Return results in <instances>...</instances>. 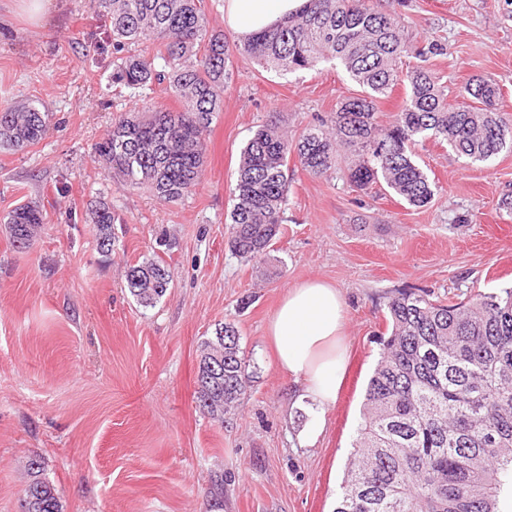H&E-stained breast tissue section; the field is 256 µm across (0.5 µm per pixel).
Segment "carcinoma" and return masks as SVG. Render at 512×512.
<instances>
[{
    "mask_svg": "<svg viewBox=\"0 0 512 512\" xmlns=\"http://www.w3.org/2000/svg\"><path fill=\"white\" fill-rule=\"evenodd\" d=\"M200 0H90L108 22L116 58L112 82L130 93L153 83L183 105L124 112L96 147L127 189H147L173 203L200 184L205 133L229 78L230 48L210 27ZM148 40L154 54L129 52ZM243 52L276 73L339 62L360 94L291 139L277 124L259 127L241 152L230 213L229 244L250 261L263 257L281 233L288 195V160L311 175L336 168L339 151L354 156L350 183H380L413 206L433 197L427 174L412 159L426 139L445 142L474 162L512 146V117L488 76L465 93L477 105L451 106L442 77L423 66L446 54L436 41L403 39L397 20L367 0H308L301 12L255 32ZM419 64L402 69L404 59ZM404 83L406 99L380 125L376 101ZM50 115L28 101L0 108V147L23 150L48 131ZM18 250L31 248L43 216L27 202L3 217ZM99 248L112 251L111 207L91 206ZM127 287L143 307L154 306L171 283L164 261L128 267ZM390 334L369 378L354 451L345 464L332 512H503L512 494V288L464 300L434 301L403 290L387 302ZM246 362L239 332L226 322L200 344L195 391L199 409L221 419L246 394ZM41 459L28 463L22 512H61Z\"/></svg>",
    "mask_w": 512,
    "mask_h": 512,
    "instance_id": "carcinoma-1",
    "label": "carcinoma"
}]
</instances>
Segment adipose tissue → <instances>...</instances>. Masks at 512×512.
<instances>
[{
	"instance_id": "adipose-tissue-1",
	"label": "adipose tissue",
	"mask_w": 512,
	"mask_h": 512,
	"mask_svg": "<svg viewBox=\"0 0 512 512\" xmlns=\"http://www.w3.org/2000/svg\"><path fill=\"white\" fill-rule=\"evenodd\" d=\"M306 0H224V24L246 37L301 9ZM345 301L338 288L308 280L289 288L267 326L278 369L300 384L311 402L303 443H314L344 381Z\"/></svg>"
}]
</instances>
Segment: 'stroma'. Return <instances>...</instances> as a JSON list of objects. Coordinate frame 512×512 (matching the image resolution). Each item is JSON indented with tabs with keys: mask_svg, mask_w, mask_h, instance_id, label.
Here are the masks:
<instances>
[{
	"mask_svg": "<svg viewBox=\"0 0 512 512\" xmlns=\"http://www.w3.org/2000/svg\"><path fill=\"white\" fill-rule=\"evenodd\" d=\"M403 37L436 40L449 102L493 77L512 114V0H370ZM221 112L206 133L201 183L174 204L117 185L96 146L137 101L178 111L163 87L139 97L112 85V40L89 0H0V106L40 103L46 135L0 149V219L26 201L44 214L20 251L0 222V512H20L37 457L62 512H331L361 422V403L389 334L386 304L403 289L464 298L512 287V148L486 163L448 144L415 149L435 192L425 207L380 188L359 191L346 161L323 177L290 160L280 235L264 258L229 249L231 189L258 126L289 136L328 117L359 88L330 64L279 76L234 55ZM112 208L101 252L91 203ZM162 258L172 283L152 308L130 295V264ZM327 281L345 299L343 385L316 442L299 390L266 347L287 288ZM231 322L253 380L218 421L196 405L198 349Z\"/></svg>",
	"mask_w": 512,
	"mask_h": 512,
	"instance_id": "stroma-1",
	"label": "stroma"
}]
</instances>
